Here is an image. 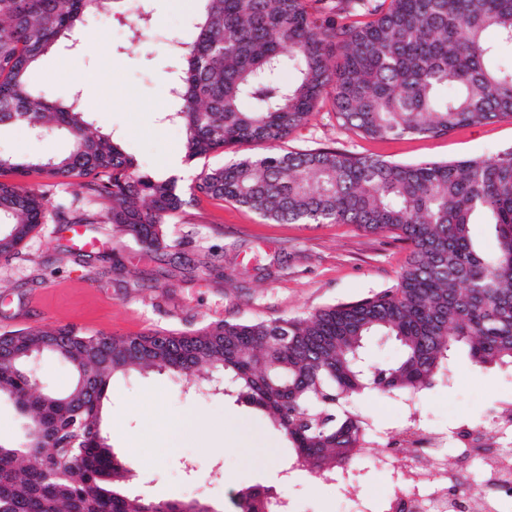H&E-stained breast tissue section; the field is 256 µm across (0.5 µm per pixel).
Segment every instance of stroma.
I'll use <instances>...</instances> for the list:
<instances>
[{"label": "stroma", "mask_w": 512, "mask_h": 512, "mask_svg": "<svg viewBox=\"0 0 512 512\" xmlns=\"http://www.w3.org/2000/svg\"><path fill=\"white\" fill-rule=\"evenodd\" d=\"M153 32L132 47L129 0L118 13L88 20L32 69V85L65 99L78 93L96 126L114 137L143 172L161 178L184 133L163 120L168 83L179 67L161 38L193 33L196 0H152ZM290 150L335 148L399 163L484 158L512 149V118L467 127L441 137L367 139L341 126L331 100L322 101L307 125L292 133ZM70 140L41 137L17 125L0 130V154L18 159L63 154ZM168 248L149 250L113 236L105 224L47 221L18 254L0 259V333L70 325L94 335L133 336L150 331L190 333L222 320H273L306 316L392 287L408 257L390 234L351 224H286L236 204L199 197L167 226ZM89 249L95 262L75 263ZM450 385L424 392L415 406L378 395L356 411L381 429L397 427L418 412L447 430L458 420L484 416L512 398V371L480 369L456 354ZM188 415L192 430L174 429ZM103 431L113 453L130 471L129 495L155 500H197L214 512H232L243 487L274 485L290 512H361L394 487L387 471L368 469L355 482L352 500L325 494L312 475L273 481L287 468L288 440L278 426L236 396L186 393L165 372L114 376L103 406Z\"/></svg>", "instance_id": "stroma-1"}]
</instances>
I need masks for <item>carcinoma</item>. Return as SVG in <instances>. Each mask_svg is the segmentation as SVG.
<instances>
[{"instance_id": "obj_1", "label": "carcinoma", "mask_w": 512, "mask_h": 512, "mask_svg": "<svg viewBox=\"0 0 512 512\" xmlns=\"http://www.w3.org/2000/svg\"><path fill=\"white\" fill-rule=\"evenodd\" d=\"M120 0H0V129L23 125L61 133L64 156L17 161L0 155V172H35L54 185L82 179L80 191L49 196L0 180V257L52 217L69 223L92 213L115 236L169 247L166 224L198 195L247 207L288 224H353L391 233L408 258L396 285L357 301L274 321L209 323L190 334L99 338L112 364L85 354L92 336L74 326L9 332L11 362L0 363V394L39 436L24 447L0 444V512H211L199 501L129 496V471L102 431L112 376L166 370L191 389L224 369L238 399L276 424L299 471L349 485L355 467L387 469L385 455L365 454L379 433L372 417L349 405L377 393L413 402L451 380V358L466 352L477 367L512 369V151L487 158L401 164L335 149L275 148L305 126L331 97L339 124L371 139L435 137L512 117V67L495 62L489 30L512 42V0H200L191 40L172 39L182 61L170 83L163 119L184 131V157L205 159L242 145L269 151L205 169L185 191L174 178L139 169L110 132L95 126L74 94L57 103L28 86L40 58L90 16L112 14ZM144 10L131 41L152 26ZM291 69L295 80L282 79ZM452 86L447 97L440 89ZM494 228L497 249L484 251L470 226ZM392 337L396 362L369 366L368 336ZM41 336H65L57 356L93 379L97 397L48 408L29 388L30 356ZM77 460L78 479L65 476ZM276 491L248 486L242 512H265Z\"/></svg>"}]
</instances>
